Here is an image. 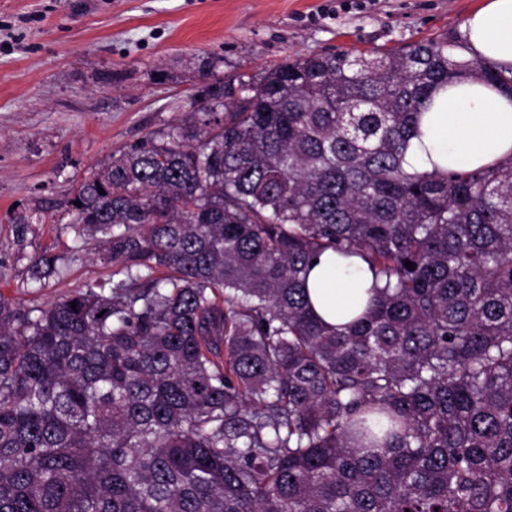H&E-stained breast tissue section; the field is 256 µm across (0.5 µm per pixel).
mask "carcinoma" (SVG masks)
Instances as JSON below:
<instances>
[{
	"label": "carcinoma",
	"mask_w": 512,
	"mask_h": 512,
	"mask_svg": "<svg viewBox=\"0 0 512 512\" xmlns=\"http://www.w3.org/2000/svg\"><path fill=\"white\" fill-rule=\"evenodd\" d=\"M474 69L299 56L85 179L103 277L0 295V512H512V158L405 167ZM326 251L373 276L342 328L305 288Z\"/></svg>",
	"instance_id": "carcinoma-1"
}]
</instances>
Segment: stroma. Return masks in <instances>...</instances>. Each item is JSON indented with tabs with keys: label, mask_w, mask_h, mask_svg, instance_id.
I'll use <instances>...</instances> for the list:
<instances>
[{
	"label": "stroma",
	"mask_w": 512,
	"mask_h": 512,
	"mask_svg": "<svg viewBox=\"0 0 512 512\" xmlns=\"http://www.w3.org/2000/svg\"><path fill=\"white\" fill-rule=\"evenodd\" d=\"M482 2L0 0V294L49 303L103 275L70 229L77 189L185 117L205 62L229 81L308 54L459 45ZM48 249L66 273L33 283Z\"/></svg>",
	"instance_id": "stroma-1"
}]
</instances>
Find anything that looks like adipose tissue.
<instances>
[{"label":"adipose tissue","instance_id":"adipose-tissue-1","mask_svg":"<svg viewBox=\"0 0 512 512\" xmlns=\"http://www.w3.org/2000/svg\"><path fill=\"white\" fill-rule=\"evenodd\" d=\"M463 55L512 71V0H485L463 24ZM421 135L412 139L411 167L475 170L512 157V94L488 83L479 71L453 78L432 94L422 116ZM370 275L361 259L324 253L311 268L306 287L312 309L340 327L368 300Z\"/></svg>","mask_w":512,"mask_h":512}]
</instances>
